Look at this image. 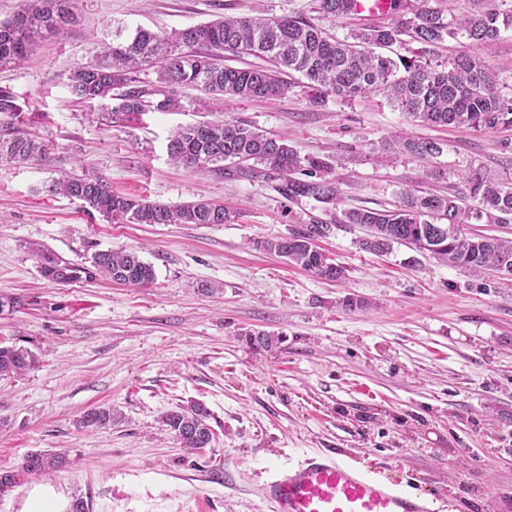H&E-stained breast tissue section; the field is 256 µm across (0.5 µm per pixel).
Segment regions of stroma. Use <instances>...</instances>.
Here are the masks:
<instances>
[{"instance_id": "obj_1", "label": "stroma", "mask_w": 512, "mask_h": 512, "mask_svg": "<svg viewBox=\"0 0 512 512\" xmlns=\"http://www.w3.org/2000/svg\"><path fill=\"white\" fill-rule=\"evenodd\" d=\"M309 0H74L67 34L41 40L29 59L0 69V91L22 111L24 131L49 143L35 163L0 162V343L30 348L33 369L0 379V467L34 450L70 462L0 498L27 512L52 489L61 512H266L263 481L316 452L391 479L445 512H512V277L476 275L396 244L360 249L365 232L343 210L383 209L400 193L463 190L471 169L512 182V129L480 132L411 122L384 97L309 107L303 87L267 101L227 99L210 109L177 89L181 108L123 125L97 117L66 75L100 54L112 28L180 29L224 15L288 16ZM479 57L512 92V25L497 41H446L433 54ZM234 118L327 163L339 200L285 194V177L253 178L174 166L178 127ZM402 136L439 143L430 163L393 151ZM88 167L112 189L167 205L224 203L223 224H110L79 201L49 193L52 180ZM313 224L317 243L346 276L319 279L258 246ZM126 248L153 265L137 288L98 278L59 285L38 250L82 262ZM211 292H202V285ZM264 334L268 346L254 345ZM202 402L210 448L183 450L160 421ZM111 428H78L92 407Z\"/></svg>"}]
</instances>
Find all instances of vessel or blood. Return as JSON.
Segmentation results:
<instances>
[{"label": "vessel or blood", "instance_id": "obj_1", "mask_svg": "<svg viewBox=\"0 0 512 512\" xmlns=\"http://www.w3.org/2000/svg\"><path fill=\"white\" fill-rule=\"evenodd\" d=\"M262 496L269 512H433L424 497L325 453L276 470Z\"/></svg>", "mask_w": 512, "mask_h": 512}]
</instances>
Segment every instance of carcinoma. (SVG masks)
I'll return each instance as SVG.
<instances>
[{"label": "carcinoma", "instance_id": "1", "mask_svg": "<svg viewBox=\"0 0 512 512\" xmlns=\"http://www.w3.org/2000/svg\"><path fill=\"white\" fill-rule=\"evenodd\" d=\"M74 0H22L20 10L0 20V68L24 63L38 40L62 35L76 22ZM430 0H416L406 11L398 0L391 3V21L367 26L339 39L328 34L315 18L350 16L349 0H311L316 14L288 17L260 15L224 16L183 29L154 31L118 26L112 42L92 60L72 68L67 85L82 103H117L107 112L112 122L130 121L146 112H176L181 102L174 88L193 86L210 96L262 100L288 94L291 84L280 73L292 71L306 80L310 107L324 106L326 99L351 101L372 94L388 102L412 120L432 126H455L480 131L512 128V95L499 90L495 73L481 59L461 54L433 65L424 59L432 48L461 35L475 44L500 36V25L512 22L509 0L488 10H475L456 23ZM421 50L394 57L382 53L403 37ZM266 58L274 68H235L224 65V53ZM154 70L156 79L141 75ZM0 161L28 164L42 159L48 144L38 142L15 125L21 112L14 98L0 93ZM398 149L424 162L440 152L431 141L406 138ZM170 160L186 170L224 173V163H251L254 174L286 176L302 169L296 150L283 140L234 119L202 122L178 129L169 139ZM465 190L446 195H418L411 190L385 209L352 208L342 211V224L365 229L360 248L384 253L395 244L428 252L435 259L469 268L476 274L512 268V239L470 234L466 224H507L512 221V183L501 182L487 172L465 175ZM295 195L312 194L322 202L337 197L332 182L291 181ZM53 194L74 198L87 214H98L110 224H224L230 212L218 201L200 200L171 206L138 200L112 191L99 175L82 171L54 181ZM326 227L313 224L287 237L260 242L264 250L321 279L345 277V268L321 250L314 240ZM43 277L55 283H71L106 277L142 287L153 283L155 270L138 254L125 249L94 253L88 262L64 261L51 252L38 254ZM36 355L28 348L0 345V378L21 375L34 367ZM209 409L194 401L165 412L161 421L183 448L196 452L211 447L214 433L208 424ZM117 421L110 407L87 409L78 420L86 430L106 429ZM64 453L34 451L18 468H0V495L21 486L30 476L65 467Z\"/></svg>", "mask_w": 512, "mask_h": 512}]
</instances>
